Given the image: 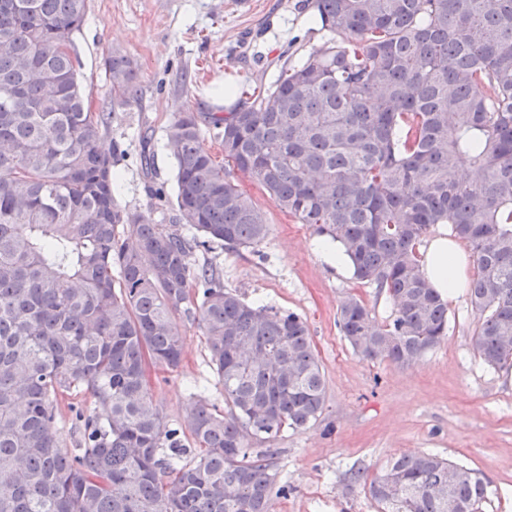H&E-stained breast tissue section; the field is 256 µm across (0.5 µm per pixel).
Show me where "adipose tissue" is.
I'll use <instances>...</instances> for the list:
<instances>
[{
	"label": "adipose tissue",
	"mask_w": 512,
	"mask_h": 512,
	"mask_svg": "<svg viewBox=\"0 0 512 512\" xmlns=\"http://www.w3.org/2000/svg\"><path fill=\"white\" fill-rule=\"evenodd\" d=\"M470 257L446 234L434 235L423 249V271L441 297L454 298L467 284Z\"/></svg>",
	"instance_id": "ef3b65f1"
}]
</instances>
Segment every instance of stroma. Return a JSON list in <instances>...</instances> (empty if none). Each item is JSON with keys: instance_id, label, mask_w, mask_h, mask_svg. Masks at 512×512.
<instances>
[{"instance_id": "obj_1", "label": "stroma", "mask_w": 512, "mask_h": 512, "mask_svg": "<svg viewBox=\"0 0 512 512\" xmlns=\"http://www.w3.org/2000/svg\"><path fill=\"white\" fill-rule=\"evenodd\" d=\"M312 0H89L74 36L79 79L93 111H111L103 138L115 161L121 205L151 212L160 224L171 211L151 209L149 187L174 193V159L166 128L185 109L211 111L225 85L249 88L271 81L275 60L306 59L327 32L315 26ZM112 51L134 58L142 98L128 109L111 106L102 58ZM241 190L264 210L270 227L260 255L213 246L193 254L209 260L228 289L249 302L303 315L326 383L323 416L305 430L284 432L275 443L279 483L276 512H380L370 494L348 484L351 470L380 471L402 450L431 452L479 470L490 485L482 512H512V372L483 365L472 338L479 323L467 293L448 302V334L414 365L366 360L355 354L337 326L348 295L360 297L378 321L392 314L387 293L336 272L315 252L312 228L285 216L249 177ZM184 347L176 370L150 368L151 393L168 425L184 426L201 398L223 405L224 389L211 370L200 329L181 325ZM103 415L90 390L64 394L55 428L74 448V408Z\"/></svg>"}]
</instances>
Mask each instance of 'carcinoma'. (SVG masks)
Here are the masks:
<instances>
[{"mask_svg":"<svg viewBox=\"0 0 512 512\" xmlns=\"http://www.w3.org/2000/svg\"><path fill=\"white\" fill-rule=\"evenodd\" d=\"M87 8L0 0V512H267L288 491L263 444L325 411L307 320L191 264L215 244L261 255L269 224L236 171L388 294L385 323L354 295L340 303L355 353L405 366L447 335L448 303L418 251L446 224L476 264L473 348L490 368L512 365V0H313L323 48L278 64L238 107L167 127L175 202L150 192L172 205L170 224L116 201L99 147L112 113L91 110L77 73ZM103 66L112 105L139 104L137 63L114 52ZM203 124L224 163L200 146ZM180 320L199 326L224 385V411L200 398L187 418V461L147 378L180 366ZM82 388L109 415L75 410L70 450L56 400ZM360 484L391 512H480L489 494L478 471L429 453L351 472Z\"/></svg>","mask_w":512,"mask_h":512,"instance_id":"carcinoma-1","label":"carcinoma"}]
</instances>
